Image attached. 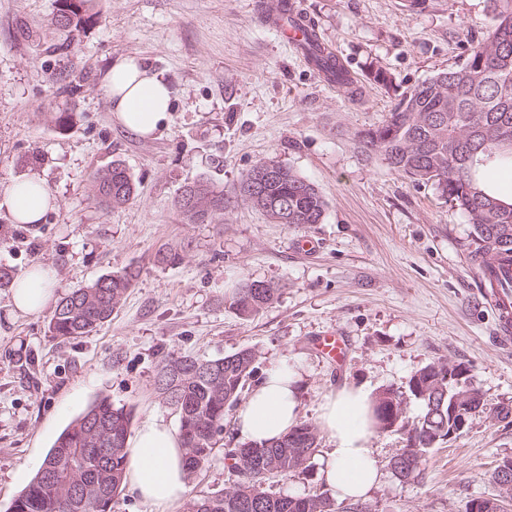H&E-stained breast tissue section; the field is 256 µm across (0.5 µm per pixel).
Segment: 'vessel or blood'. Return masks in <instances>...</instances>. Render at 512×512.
I'll list each match as a JSON object with an SVG mask.
<instances>
[{
    "mask_svg": "<svg viewBox=\"0 0 512 512\" xmlns=\"http://www.w3.org/2000/svg\"><path fill=\"white\" fill-rule=\"evenodd\" d=\"M480 280L485 304L495 315L501 339L512 340V254L498 255L482 263ZM316 347L338 363L346 353L344 338L336 335L319 337Z\"/></svg>",
    "mask_w": 512,
    "mask_h": 512,
    "instance_id": "1",
    "label": "vessel or blood"
}]
</instances>
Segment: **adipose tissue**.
<instances>
[{"label":"adipose tissue","mask_w":512,"mask_h":512,"mask_svg":"<svg viewBox=\"0 0 512 512\" xmlns=\"http://www.w3.org/2000/svg\"><path fill=\"white\" fill-rule=\"evenodd\" d=\"M106 93L117 122L140 137H150L169 121L173 92L162 76L139 58H117L109 71ZM15 223L36 224L56 205L55 198L35 177L17 180L7 189ZM56 271L34 264L12 290L15 312L39 314L54 298ZM295 367L272 365L264 380L249 394L236 414L243 442L260 443L281 437L300 421ZM319 427L333 443L321 460L320 482L340 501L365 497L382 481L371 447L376 432L372 396L364 386L343 385L324 395ZM185 450L179 432L156 418L146 419L129 442L124 484L148 512H173L190 487L184 466Z\"/></svg>","instance_id":"1"}]
</instances>
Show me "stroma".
I'll return each instance as SVG.
<instances>
[{"mask_svg": "<svg viewBox=\"0 0 512 512\" xmlns=\"http://www.w3.org/2000/svg\"><path fill=\"white\" fill-rule=\"evenodd\" d=\"M271 0H91L94 21L54 52L47 27L55 0H0V265L23 276L34 263L56 271V295L129 265L141 275L109 321L78 338L48 331L52 308L19 316L0 288V512L29 484L65 427L100 397L178 426L157 394L170 355L213 359L249 348L255 388L271 364L297 365L303 421L316 423L321 397L345 384L406 391L432 362L465 365L466 387L488 413L428 452L422 475L399 482L388 470L403 448L399 431L376 432L384 465L370 512H465L494 497L491 475L512 457V347L496 338L470 258L472 226L432 186H417L366 157L357 132L380 124L398 90L460 66L464 46L484 36L489 0H294L321 40L349 69L352 88L332 87L309 68L265 13ZM32 30V37L20 34ZM120 55L141 57L174 93L167 125L143 138L114 119L106 76ZM394 79L370 82L369 66ZM79 89L64 92L73 78ZM71 125L56 122L61 113ZM276 158L314 183L327 202L320 224H275L237 200L233 186L258 161ZM121 161L137 184L127 205L96 203L93 172ZM35 176L56 198L37 227L14 223L5 190ZM207 179L224 188L216 224L183 223V186ZM180 247L183 261L157 264ZM278 285L277 299L244 319L229 306L243 281ZM342 336L344 362L314 346ZM227 412L191 492L231 489L225 451L241 445ZM331 446L320 439L319 456ZM272 480L273 492L322 493L320 465Z\"/></svg>", "mask_w": 512, "mask_h": 512, "instance_id": "1", "label": "stroma"}]
</instances>
